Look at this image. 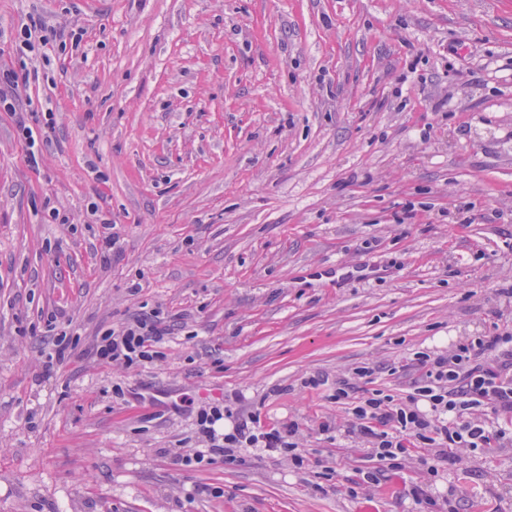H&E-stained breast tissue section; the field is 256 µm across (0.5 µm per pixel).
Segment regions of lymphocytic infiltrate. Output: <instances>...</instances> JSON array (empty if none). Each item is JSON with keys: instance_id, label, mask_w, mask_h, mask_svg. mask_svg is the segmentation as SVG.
<instances>
[{"instance_id": "f902f5d3", "label": "lymphocytic infiltrate", "mask_w": 512, "mask_h": 512, "mask_svg": "<svg viewBox=\"0 0 512 512\" xmlns=\"http://www.w3.org/2000/svg\"><path fill=\"white\" fill-rule=\"evenodd\" d=\"M167 333L158 313L142 315L100 336L94 353L105 363L141 366L156 358ZM414 361L419 375L411 392L401 398L372 388L374 370L370 367L356 371L369 384L361 396H352L347 380H337L332 398L348 406L352 419L343 429L322 422L319 432L332 442L344 435L367 444L371 462L363 473L367 483L416 463L421 479L411 483L407 493L425 512H438L432 481L444 465L457 462V449L484 451L512 442V436L494 424L495 418L512 416V331L467 336L446 350L416 353ZM222 418L218 409L200 413V432L207 445L174 455L175 464L208 465L218 457L225 464H238L243 448L288 453L297 469L307 463V455L293 441L299 429L296 422L261 431L256 416H243L232 432L220 435L215 424Z\"/></svg>"}]
</instances>
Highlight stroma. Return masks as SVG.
<instances>
[{
	"label": "stroma",
	"mask_w": 512,
	"mask_h": 512,
	"mask_svg": "<svg viewBox=\"0 0 512 512\" xmlns=\"http://www.w3.org/2000/svg\"><path fill=\"white\" fill-rule=\"evenodd\" d=\"M32 18L83 38L26 59ZM0 65L29 71L0 112V512H421L412 468L351 495L367 447L318 425L354 368L402 397L415 352L512 327V0H0ZM153 310L160 359L97 363ZM217 403L296 421L310 466L175 465ZM458 455L435 496L512 512V447Z\"/></svg>",
	"instance_id": "obj_1"
}]
</instances>
